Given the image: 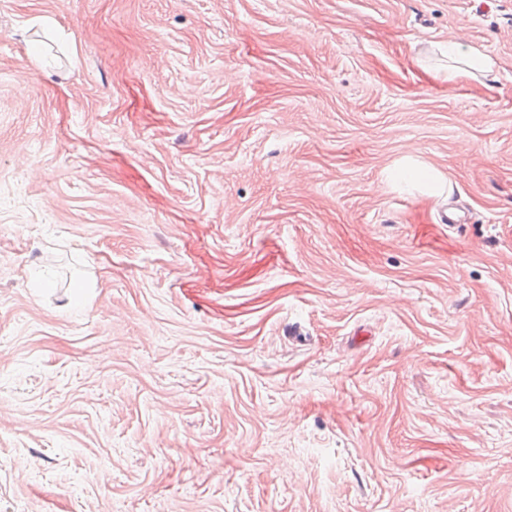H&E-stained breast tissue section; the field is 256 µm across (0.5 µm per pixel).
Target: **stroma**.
I'll return each mask as SVG.
<instances>
[{
    "mask_svg": "<svg viewBox=\"0 0 512 512\" xmlns=\"http://www.w3.org/2000/svg\"><path fill=\"white\" fill-rule=\"evenodd\" d=\"M0 512H512V0H0ZM444 55L449 60L457 63H465L469 68L459 66H448L445 70L442 80L448 82V87L453 86L456 80L463 76L476 77L475 71L480 73L490 71V62L479 51L472 49L469 54H463L459 44L454 40H449L444 46ZM467 59V60H465ZM387 181L400 192L421 190L430 196L451 193L452 187L442 173L414 155H406L387 171Z\"/></svg>",
    "mask_w": 512,
    "mask_h": 512,
    "instance_id": "35a3bbf8",
    "label": "stroma"
}]
</instances>
